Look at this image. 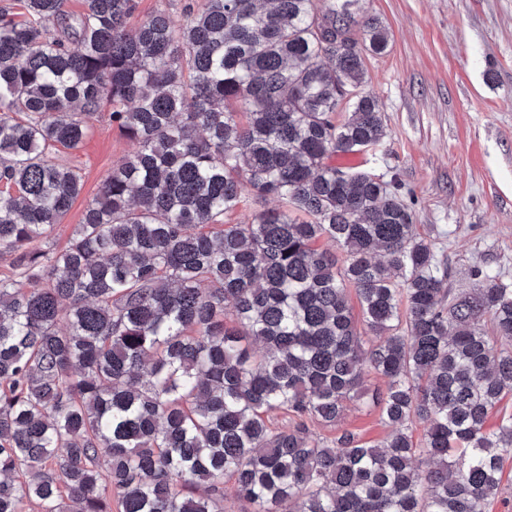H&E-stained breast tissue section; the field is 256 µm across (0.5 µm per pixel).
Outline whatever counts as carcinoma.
Instances as JSON below:
<instances>
[{
	"mask_svg": "<svg viewBox=\"0 0 512 512\" xmlns=\"http://www.w3.org/2000/svg\"><path fill=\"white\" fill-rule=\"evenodd\" d=\"M22 2L0 6V512H224L228 489L251 512H483L512 459V415L487 428L512 285L451 295L392 184L336 164L385 135L378 19L203 0L131 28L135 0ZM104 108L136 150L58 249L83 175L55 154ZM248 198L279 206L224 222ZM371 374L384 441L308 435Z\"/></svg>",
	"mask_w": 512,
	"mask_h": 512,
	"instance_id": "obj_1",
	"label": "carcinoma"
}]
</instances>
